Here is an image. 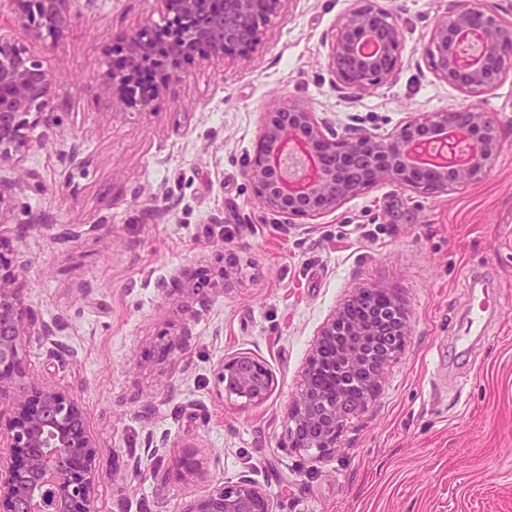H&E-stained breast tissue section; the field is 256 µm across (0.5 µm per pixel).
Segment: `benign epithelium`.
I'll return each instance as SVG.
<instances>
[{
  "mask_svg": "<svg viewBox=\"0 0 512 512\" xmlns=\"http://www.w3.org/2000/svg\"><path fill=\"white\" fill-rule=\"evenodd\" d=\"M22 23L30 36L65 35L76 0H30ZM164 24L146 22L114 36L105 52L101 86L112 105L145 110L154 98L174 90L187 57L247 61L260 32L282 0H160ZM431 62L436 75L469 96L493 91L512 67V21L491 7L466 3L448 9L432 30ZM328 67L348 97L391 85L403 67L402 34L393 15L375 0H350L332 36ZM59 78L0 34V169H18L27 131L54 120L63 93ZM505 144L504 129L475 106L454 107L401 120L390 132L347 128L304 103L286 98L265 115L245 177L269 209L290 217L333 213L365 189L384 183L423 194L444 193L483 181ZM20 179L0 176V223ZM27 265L24 253L0 254V399L14 412L0 447V502L8 512H90L97 470L78 398L41 384L20 393L9 387L21 373L20 351L30 337L51 336L17 286ZM408 313L389 288H357L320 328L298 391L288 406L296 448L329 452L343 422L376 395L384 370L401 347ZM393 342L380 346L378 337ZM218 381L229 395L248 402L265 399L267 369L249 356L221 362ZM185 512H273L268 496L242 476L194 499Z\"/></svg>",
  "mask_w": 512,
  "mask_h": 512,
  "instance_id": "benign-epithelium-1",
  "label": "benign epithelium"
}]
</instances>
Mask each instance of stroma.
<instances>
[{
	"instance_id": "stroma-1",
	"label": "stroma",
	"mask_w": 512,
	"mask_h": 512,
	"mask_svg": "<svg viewBox=\"0 0 512 512\" xmlns=\"http://www.w3.org/2000/svg\"><path fill=\"white\" fill-rule=\"evenodd\" d=\"M379 3L404 64L359 99L327 68L349 0H283L250 61H196L150 110L117 113L96 81L104 51L160 21L159 0H79L67 34L38 39L17 0H0V33L65 82L0 224V252H25L19 286L58 323L60 352L30 337L13 388L42 382L80 400L99 475L91 512H184L243 475L274 512H512V71L465 97L427 54L453 0ZM285 97L383 133L470 104L504 124L506 143L480 183L429 195L384 183L291 218L244 177L265 112ZM471 273L495 283L499 310L465 352ZM371 283L395 290L410 331L335 451L294 447L288 399L316 333ZM240 355L270 372L265 401L223 392L218 366Z\"/></svg>"
}]
</instances>
